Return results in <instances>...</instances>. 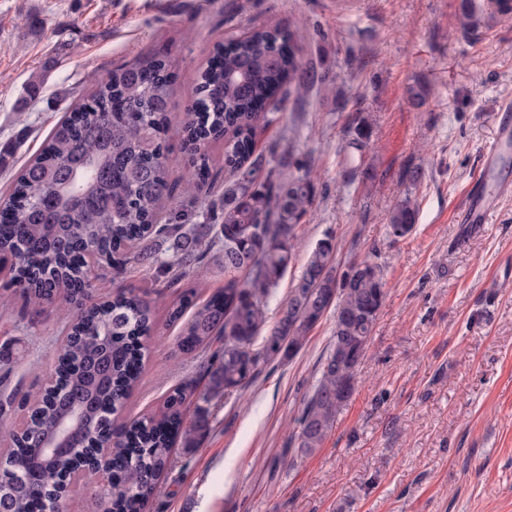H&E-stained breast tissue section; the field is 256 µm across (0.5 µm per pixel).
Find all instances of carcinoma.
Here are the masks:
<instances>
[{
    "label": "carcinoma",
    "mask_w": 512,
    "mask_h": 512,
    "mask_svg": "<svg viewBox=\"0 0 512 512\" xmlns=\"http://www.w3.org/2000/svg\"><path fill=\"white\" fill-rule=\"evenodd\" d=\"M512 16V0H461L454 33L476 37ZM300 26L253 27L213 49L198 76L196 99L180 128L188 166L171 184L161 138L170 112L172 61L161 54L112 70L96 90L52 128L40 152L15 177L0 203V268L26 294L35 312L64 295L78 304L55 368L58 392L69 401L92 397L83 431L72 448L48 458L39 447L63 406L33 412L16 427L0 412V483L15 482L16 467L38 480L34 493L16 482L10 512H44L47 496H73L81 486L77 459L109 452L112 478L93 491L112 512H145L159 478L171 470L174 443L192 449L212 429L210 408L187 415L192 391L180 384L162 410L134 420L122 416L138 381L148 342L157 327L158 298L127 286L110 300L85 303L91 288L87 255L121 277L127 266L167 267L177 299L166 322L181 325L182 346L210 351L204 365L210 403L241 393L260 364L299 351L326 313L333 317L331 349L320 377L303 399L292 439L302 455L323 446L342 405L355 390L377 313L386 297L384 278L367 271L369 258L334 274L337 245L327 236L308 249L277 319L267 321L270 298L294 263L297 226L309 214L314 178L291 150H257L259 137L278 120L275 100L301 102L317 81L299 55ZM55 53L34 72L17 98L21 116L35 103L48 75L62 66ZM224 139V198L198 197L209 179L207 144ZM356 123L345 149L365 148ZM222 211L220 224L185 227L184 202ZM416 205L405 195L392 211L394 239L409 236ZM224 269V289L194 302L191 277Z\"/></svg>",
    "instance_id": "carcinoma-1"
}]
</instances>
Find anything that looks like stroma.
Segmentation results:
<instances>
[{
	"label": "stroma",
	"instance_id": "stroma-1",
	"mask_svg": "<svg viewBox=\"0 0 512 512\" xmlns=\"http://www.w3.org/2000/svg\"><path fill=\"white\" fill-rule=\"evenodd\" d=\"M460 0H0V144L16 140L0 191L54 124L94 90L93 77L153 54L176 62L167 167L188 164L177 129L216 44L253 26L299 21L302 59L320 81L303 105L287 101L264 144L292 147L314 176L303 244L325 236L337 263L371 257L387 296L355 390L321 448L297 457L290 437L319 377L331 317L292 357L262 366L243 394L218 403L194 452L175 448L148 512H512V193L491 221L460 224L465 192L497 139L496 113L512 102V18L478 42L454 35ZM62 51L27 114L14 104L50 54ZM365 121L363 154L344 149ZM299 135L289 138V126ZM420 169L409 184L405 175ZM417 203L411 235L394 240L392 209ZM159 269L122 281L93 268V298L119 283L163 290ZM0 353L11 352L19 395L50 380L65 335L58 305L33 315L0 272ZM205 357L159 324L126 413L159 411L179 383L202 380Z\"/></svg>",
	"mask_w": 512,
	"mask_h": 512
}]
</instances>
